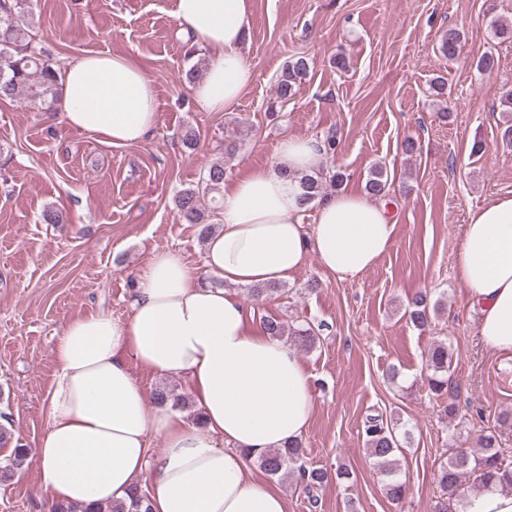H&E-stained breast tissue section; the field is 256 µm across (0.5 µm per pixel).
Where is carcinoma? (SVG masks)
Returning a JSON list of instances; mask_svg holds the SVG:
<instances>
[{
    "label": "carcinoma",
    "instance_id": "carcinoma-1",
    "mask_svg": "<svg viewBox=\"0 0 512 512\" xmlns=\"http://www.w3.org/2000/svg\"><path fill=\"white\" fill-rule=\"evenodd\" d=\"M33 0H0V100L12 99L18 95L26 98L40 112L53 111L59 102V75L45 60V52L38 48L35 37L30 32L28 19L32 15ZM463 33L450 28L440 39L441 51L453 57L459 53ZM309 65L305 57L299 56L288 62L282 69L277 82V99L286 103L293 99L297 87L308 73ZM224 163L214 162L203 177L204 190L210 194L224 192ZM344 174L335 172L327 175L324 171L306 174L301 178L304 195L303 205H309L318 197H325L326 186L333 188L341 185ZM368 194L375 197L386 195L389 184L383 169L375 168L365 185ZM180 218L186 224L202 225L201 234L211 233L213 223L201 204L199 190L186 188L175 197ZM437 306H429L427 295L418 292L413 295L408 308V318L418 329L430 326L432 316L437 314ZM265 332L273 337L289 339L305 349H311L319 340L322 325H313L305 320L285 323L276 319L263 320ZM451 355L448 344L437 340L426 357L427 385L429 392L436 398L448 394L450 380ZM156 405L184 409L188 406L186 396L162 386L153 393ZM363 440L369 456L375 461L379 473L385 477L383 483L386 497L394 502L402 501L407 493L406 485L395 478V452L401 448V442L410 440V434H396V427L384 422L380 415L366 418L362 429ZM477 450L459 451L448 459L437 475L441 491L440 500L434 512H449L451 504L460 500L463 482L482 489L494 478L502 480V488L512 489V461L506 459L505 449L501 448L498 435L486 431L477 437ZM28 451L24 446L13 448L9 458L0 464V480H7L22 468ZM259 468L270 476L295 474L311 506H316L315 491L328 479V473L322 468H309L304 461L301 442H295L285 448H273L257 457ZM52 512H150L149 495L141 484L130 491L128 500L115 501L107 506L94 509L70 504H59Z\"/></svg>",
    "mask_w": 512,
    "mask_h": 512
}]
</instances>
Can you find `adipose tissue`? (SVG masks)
I'll list each match as a JSON object with an SVG mask.
<instances>
[{
    "mask_svg": "<svg viewBox=\"0 0 512 512\" xmlns=\"http://www.w3.org/2000/svg\"><path fill=\"white\" fill-rule=\"evenodd\" d=\"M180 32L208 58L192 87L206 112H229L254 80L243 55L251 0H174ZM62 115L73 130L136 147L158 123L155 87L130 56L88 53L60 79ZM293 169H249L224 187V222L205 243L203 266L174 250L156 251L135 276L130 312L66 323L52 355L55 375L37 442L46 505L96 506L128 498L149 477L152 512H286L280 492L252 477L248 460L299 441L314 408L310 378L288 343L269 336L234 286L290 279L316 253L341 279L369 270L394 244L396 221L366 194L343 191L316 204L304 226L298 173L320 170L325 145L284 138ZM456 274L492 352L512 358V195L469 214ZM142 368L184 376L200 424L150 405ZM163 441L154 453L152 439Z\"/></svg>",
    "mask_w": 512,
    "mask_h": 512,
    "instance_id": "adipose-tissue-1",
    "label": "adipose tissue"
}]
</instances>
